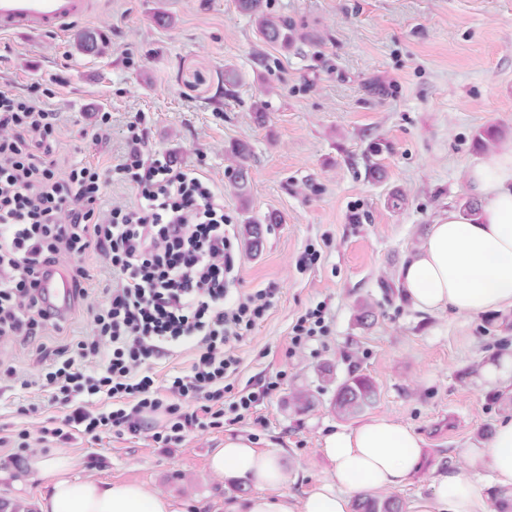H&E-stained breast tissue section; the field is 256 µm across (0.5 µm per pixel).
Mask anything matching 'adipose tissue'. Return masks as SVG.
Returning a JSON list of instances; mask_svg holds the SVG:
<instances>
[{
    "label": "adipose tissue",
    "mask_w": 512,
    "mask_h": 512,
    "mask_svg": "<svg viewBox=\"0 0 512 512\" xmlns=\"http://www.w3.org/2000/svg\"><path fill=\"white\" fill-rule=\"evenodd\" d=\"M471 198L449 207L431 224L403 262L399 280L412 305L480 315L512 307V140L467 171ZM332 467L326 479L299 496L289 492L290 470L273 451H258L245 436L226 437L209 458L219 479H243L254 494L225 512H353L356 496L397 489L417 470L424 441L408 425L371 417L352 428L335 427L322 439ZM465 467L434 480L433 497L414 512H491L471 470L490 466L499 497L512 499V418L499 422L482 447L462 449ZM76 458L57 454L28 462L47 482L41 512H178L174 499L135 481L107 482L73 475Z\"/></svg>",
    "instance_id": "obj_1"
}]
</instances>
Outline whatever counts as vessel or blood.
Masks as SVG:
<instances>
[{
    "label": "vessel or blood",
    "instance_id": "obj_1",
    "mask_svg": "<svg viewBox=\"0 0 512 512\" xmlns=\"http://www.w3.org/2000/svg\"><path fill=\"white\" fill-rule=\"evenodd\" d=\"M93 0H0V33L14 35L61 32L88 16ZM41 291L59 314H66L72 303V288L59 269L44 275Z\"/></svg>",
    "mask_w": 512,
    "mask_h": 512
}]
</instances>
